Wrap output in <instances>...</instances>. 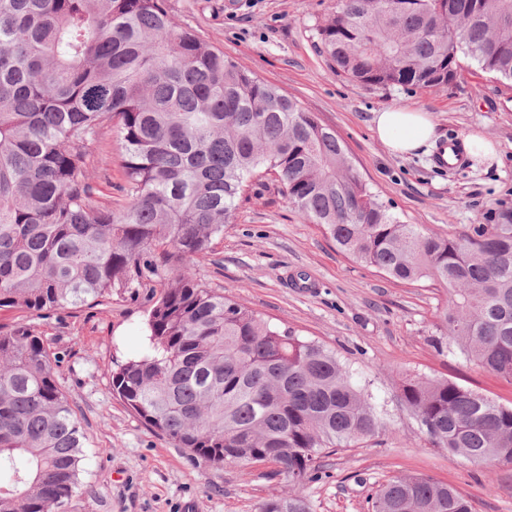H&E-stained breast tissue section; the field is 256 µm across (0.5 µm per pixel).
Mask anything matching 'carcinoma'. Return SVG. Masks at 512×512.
I'll use <instances>...</instances> for the list:
<instances>
[{"mask_svg": "<svg viewBox=\"0 0 512 512\" xmlns=\"http://www.w3.org/2000/svg\"><path fill=\"white\" fill-rule=\"evenodd\" d=\"M337 0L319 29L336 74L378 88L440 87L463 52L512 79V0ZM117 120L129 201L94 200L89 147ZM279 178L299 215L389 277L448 288L449 343L512 383V215L440 236L404 224L348 162L336 132L190 30L163 0H0V310L46 318L149 288L147 352L112 391L191 459L317 462L383 429L336 353L190 270L232 223L246 183ZM33 324L0 330V512H55L79 486L84 435ZM428 443L487 471L512 467V406L409 376L399 396ZM372 512H472L425 476L383 485ZM257 512H310L293 494Z\"/></svg>", "mask_w": 512, "mask_h": 512, "instance_id": "1", "label": "carcinoma"}]
</instances>
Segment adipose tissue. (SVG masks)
<instances>
[{
    "label": "adipose tissue",
    "instance_id": "1",
    "mask_svg": "<svg viewBox=\"0 0 512 512\" xmlns=\"http://www.w3.org/2000/svg\"><path fill=\"white\" fill-rule=\"evenodd\" d=\"M372 129L386 150L396 156L414 154L437 138L433 115L405 106L375 112Z\"/></svg>",
    "mask_w": 512,
    "mask_h": 512
}]
</instances>
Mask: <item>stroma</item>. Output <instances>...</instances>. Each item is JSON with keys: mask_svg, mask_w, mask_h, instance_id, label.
Returning <instances> with one entry per match:
<instances>
[{"mask_svg": "<svg viewBox=\"0 0 512 512\" xmlns=\"http://www.w3.org/2000/svg\"><path fill=\"white\" fill-rule=\"evenodd\" d=\"M180 28L312 112L342 139L371 191L406 224L439 235L468 232L512 214V80L460 56L453 81L405 91L372 88L337 74L319 28L336 0H164ZM409 106L432 113L440 144L479 131L498 142L500 162L442 169L435 147L395 157L371 130L374 112ZM116 130L105 127L90 149L88 173L98 200L120 211L127 184ZM195 274L272 323L297 330L335 351L368 383L383 431L323 455L319 479L296 487L312 512H369L368 499L388 480L423 475L468 495L474 512H512V469L479 471L431 447L398 399L405 375L446 379L512 405V383L473 365L456 347L437 348L436 314L446 287L402 282L340 250L322 226L304 220L280 185L251 181L233 224L212 242ZM145 289L115 293L96 306L73 307L38 321L65 355L56 377L86 440L82 484L65 512H257L287 491L270 463L248 472L191 461L156 434L112 392L118 364L145 350Z\"/></svg>", "mask_w": 512, "mask_h": 512, "instance_id": "1", "label": "stroma"}]
</instances>
